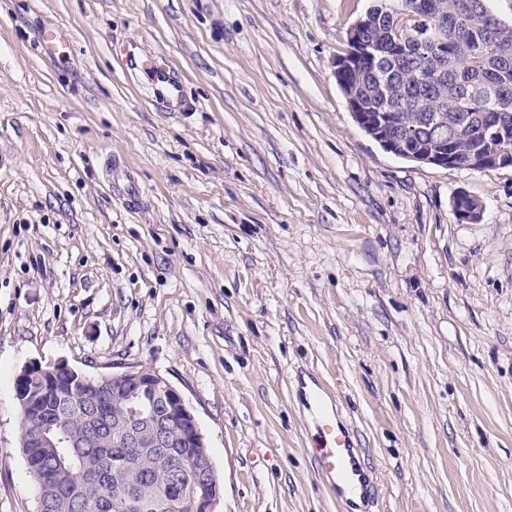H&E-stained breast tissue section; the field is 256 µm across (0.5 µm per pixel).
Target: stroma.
<instances>
[{
  "mask_svg": "<svg viewBox=\"0 0 512 512\" xmlns=\"http://www.w3.org/2000/svg\"><path fill=\"white\" fill-rule=\"evenodd\" d=\"M372 4L0 0V512L38 510L15 379L59 360L179 388L217 512H341L303 375L365 448L374 512H512V167L409 162L358 126L332 65ZM172 76L186 111L148 93ZM451 206L455 218L461 223L477 222L481 219L483 213L482 204L463 190H459L454 194Z\"/></svg>",
  "mask_w": 512,
  "mask_h": 512,
  "instance_id": "1",
  "label": "stroma"
}]
</instances>
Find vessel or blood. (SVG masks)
<instances>
[{
	"mask_svg": "<svg viewBox=\"0 0 512 512\" xmlns=\"http://www.w3.org/2000/svg\"><path fill=\"white\" fill-rule=\"evenodd\" d=\"M306 404L316 431L308 453L318 474L350 512H370L375 485L361 464L362 449L354 447L348 428L327 401L324 388L312 387Z\"/></svg>",
	"mask_w": 512,
	"mask_h": 512,
	"instance_id": "1",
	"label": "vessel or blood"
}]
</instances>
